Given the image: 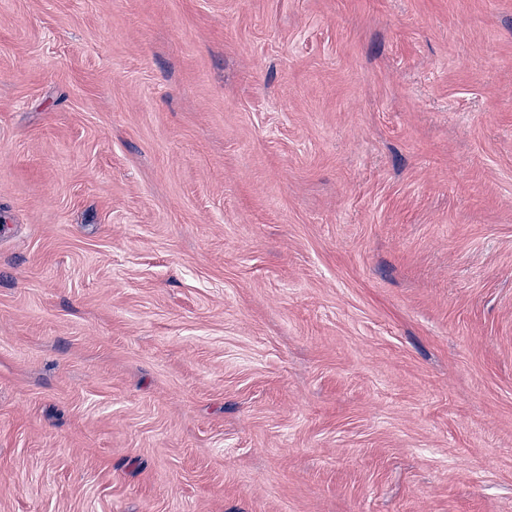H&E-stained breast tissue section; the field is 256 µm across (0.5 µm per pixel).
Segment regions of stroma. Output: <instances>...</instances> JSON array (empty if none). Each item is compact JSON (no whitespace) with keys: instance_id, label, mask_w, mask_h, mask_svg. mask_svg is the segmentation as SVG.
I'll return each instance as SVG.
<instances>
[{"instance_id":"stroma-1","label":"stroma","mask_w":512,"mask_h":512,"mask_svg":"<svg viewBox=\"0 0 512 512\" xmlns=\"http://www.w3.org/2000/svg\"><path fill=\"white\" fill-rule=\"evenodd\" d=\"M0 512H512V0H0Z\"/></svg>"}]
</instances>
